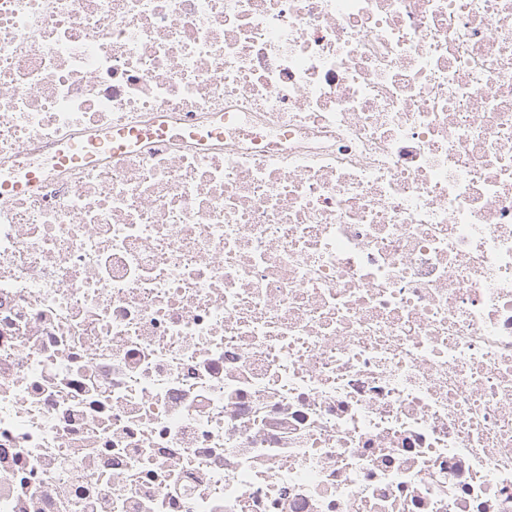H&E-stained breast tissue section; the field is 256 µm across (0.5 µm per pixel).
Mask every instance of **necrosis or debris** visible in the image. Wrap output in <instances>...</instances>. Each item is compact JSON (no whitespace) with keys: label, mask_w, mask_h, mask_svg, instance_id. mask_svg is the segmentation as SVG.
<instances>
[{"label":"necrosis or debris","mask_w":512,"mask_h":512,"mask_svg":"<svg viewBox=\"0 0 512 512\" xmlns=\"http://www.w3.org/2000/svg\"><path fill=\"white\" fill-rule=\"evenodd\" d=\"M30 170L0 512H512V0H0ZM169 134V131L162 127L147 131L128 127H118L111 131L109 141L112 146V151L121 152L133 139L143 140L146 137L148 139L163 138L167 137Z\"/></svg>","instance_id":"4bbe7bcc"}]
</instances>
